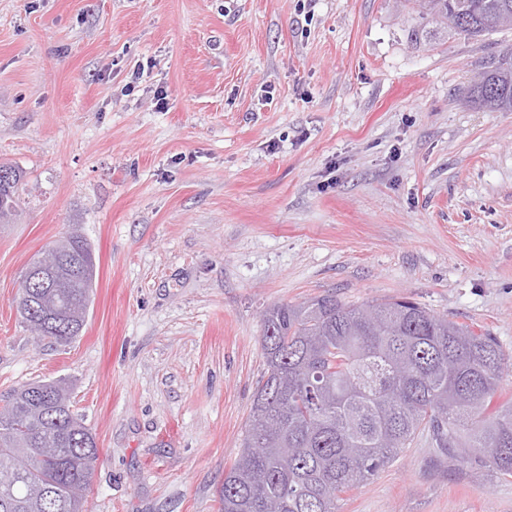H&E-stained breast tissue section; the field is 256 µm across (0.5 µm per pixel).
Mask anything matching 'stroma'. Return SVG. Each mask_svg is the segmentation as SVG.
I'll return each mask as SVG.
<instances>
[{
	"label": "stroma",
	"instance_id": "obj_1",
	"mask_svg": "<svg viewBox=\"0 0 512 512\" xmlns=\"http://www.w3.org/2000/svg\"><path fill=\"white\" fill-rule=\"evenodd\" d=\"M414 0H0V395L64 378L99 457L87 512H218L264 373L261 318L410 297L512 353V112ZM163 91L157 107L155 91ZM95 250L62 346L14 302L64 233ZM419 434L341 512H512V480ZM13 177L11 181L2 184L0 182V214L1 208L7 210L9 214L14 215L19 203V184L22 179V173L19 169L12 167Z\"/></svg>",
	"mask_w": 512,
	"mask_h": 512
}]
</instances>
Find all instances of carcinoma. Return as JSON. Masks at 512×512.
I'll list each match as a JSON object with an SVG mask.
<instances>
[{"label": "carcinoma", "instance_id": "cac0c4a2", "mask_svg": "<svg viewBox=\"0 0 512 512\" xmlns=\"http://www.w3.org/2000/svg\"><path fill=\"white\" fill-rule=\"evenodd\" d=\"M429 10L467 37L509 24L512 0H434ZM467 97L512 112V45L492 51ZM0 183L14 214L22 173ZM65 280H21L18 301L48 319L44 337L76 340L93 302L95 255L82 235L60 238ZM265 371L241 451L224 472L219 512H340L341 495L366 484L423 431L439 456L474 452L495 478L512 477V404L497 403L512 354L498 339L402 297L349 304L334 293L265 310ZM49 388L62 407L33 396ZM0 406V512H84L99 456L62 379L13 390Z\"/></svg>", "mask_w": 512, "mask_h": 512}]
</instances>
